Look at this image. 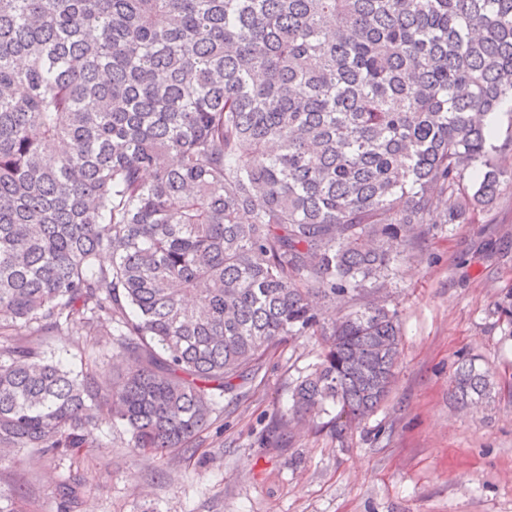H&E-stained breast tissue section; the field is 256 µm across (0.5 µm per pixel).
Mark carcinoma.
Masks as SVG:
<instances>
[{
  "instance_id": "cac0c4a2",
  "label": "carcinoma",
  "mask_w": 512,
  "mask_h": 512,
  "mask_svg": "<svg viewBox=\"0 0 512 512\" xmlns=\"http://www.w3.org/2000/svg\"><path fill=\"white\" fill-rule=\"evenodd\" d=\"M508 103L512 0H0V448L74 454L107 416L163 459L313 337L291 412L343 438L395 378L371 297L400 250L439 200L473 224L512 188ZM93 331L135 363L107 389L21 342ZM448 392L495 401L471 359ZM492 119L493 141L498 146H502L503 163L510 168V163L512 166V108L510 105L505 106L500 112L495 113Z\"/></svg>"
}]
</instances>
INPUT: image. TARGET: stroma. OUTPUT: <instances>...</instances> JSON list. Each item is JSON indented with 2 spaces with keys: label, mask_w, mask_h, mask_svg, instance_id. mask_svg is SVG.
<instances>
[{
  "label": "stroma",
  "mask_w": 512,
  "mask_h": 512,
  "mask_svg": "<svg viewBox=\"0 0 512 512\" xmlns=\"http://www.w3.org/2000/svg\"><path fill=\"white\" fill-rule=\"evenodd\" d=\"M512 292V190L473 224H440L397 262L382 296L402 320L401 355L386 402L343 440L308 416L284 426L296 379L318 339L278 345L217 407L189 451L136 456L102 422L96 448L61 459L26 450L0 462V490L22 512H54L74 474L92 487L75 512H512V326L496 306ZM85 352L112 379L132 361L109 337L34 336ZM478 358L500 392L487 409L459 408L448 383Z\"/></svg>",
  "instance_id": "35a3bbf8"
}]
</instances>
